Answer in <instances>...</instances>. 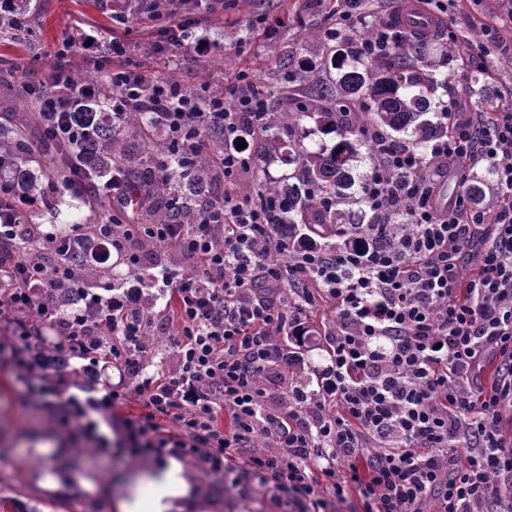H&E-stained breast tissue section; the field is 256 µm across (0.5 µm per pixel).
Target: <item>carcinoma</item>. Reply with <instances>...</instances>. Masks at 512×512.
I'll return each mask as SVG.
<instances>
[{
  "instance_id": "obj_1",
  "label": "carcinoma",
  "mask_w": 512,
  "mask_h": 512,
  "mask_svg": "<svg viewBox=\"0 0 512 512\" xmlns=\"http://www.w3.org/2000/svg\"><path fill=\"white\" fill-rule=\"evenodd\" d=\"M14 24L4 22L0 33L17 42L27 39L33 29L26 25L32 0H10ZM292 82L313 89L311 107L298 112H272L255 151V168L264 172L278 163L285 172L268 179L258 201L274 200L281 205L279 231L302 243L318 237L325 248L342 244L341 231L353 233L354 224H374L376 220L364 209L363 184L367 178L366 161L372 159L371 132L383 131L411 146L422 156L429 155L433 140L443 129L442 107L436 93L448 84V77L419 67L407 43L397 44L386 58L363 60L353 55L335 53L330 68L305 66L292 76ZM73 122L89 131L79 143H50V168L32 167L35 151L32 141L19 126L0 123V179L9 182L0 198V212L11 213L19 224H29L23 205L43 192V181L53 176L67 181L71 169L83 170L82 182L96 183L116 170L122 171L131 186L141 194L157 199L151 222L176 218L182 223L197 219L205 207L220 204L211 195L209 185L215 171L212 157L224 154V118H212L201 134L211 145V152L199 160L182 154L169 142L147 137L139 149L140 165L153 167L166 161L171 172L155 174L149 183L141 182L140 169L130 165L134 150L127 144L124 131L162 125L158 112H128L114 123L106 112V101L97 98L83 102L71 113ZM322 194L330 204H317ZM88 245L70 243L66 261L87 281H96L110 273V268L88 267Z\"/></svg>"
}]
</instances>
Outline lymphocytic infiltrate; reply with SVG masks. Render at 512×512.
<instances>
[{"label":"lymphocytic infiltrate","mask_w":512,"mask_h":512,"mask_svg":"<svg viewBox=\"0 0 512 512\" xmlns=\"http://www.w3.org/2000/svg\"><path fill=\"white\" fill-rule=\"evenodd\" d=\"M124 52L116 41L92 59L112 87L114 119L163 113L171 141L194 152L197 130L223 116V204L191 224H142L116 172L78 192L103 205L99 223L62 234L28 225L27 256L11 246L16 225L0 221V309L11 320L0 352L26 395L53 408L71 439L102 448L112 445L101 429L118 404L143 398V411L124 420L132 453L192 459L273 494L285 512H512V440L500 427L512 404V102L487 112L462 98L444 105L425 179L416 176L420 154L375 135L363 192L374 223L340 248H302L276 232L275 205L236 191L268 112L251 75L194 98L173 79L113 65ZM97 94L58 70L41 96V139H85L69 114ZM478 168L494 177L492 212L464 188L440 198L448 173L465 179ZM381 220L394 226L384 242ZM89 238L125 251L133 269L146 247L176 249L179 265L156 266L155 284L169 296L161 318L145 315L135 294L85 288L64 253ZM468 264L478 272L465 278ZM62 292L65 309L53 300ZM325 304L336 312L323 336L327 364L315 386L288 383L286 346ZM172 321L177 371L144 374L149 336ZM489 357L498 362L490 386L479 374ZM71 359L88 383L73 381ZM112 367L124 380L102 381Z\"/></svg>","instance_id":"lymphocytic-infiltrate-1"}]
</instances>
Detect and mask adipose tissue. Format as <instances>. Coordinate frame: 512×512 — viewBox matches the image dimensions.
Segmentation results:
<instances>
[{
	"label": "adipose tissue",
	"mask_w": 512,
	"mask_h": 512,
	"mask_svg": "<svg viewBox=\"0 0 512 512\" xmlns=\"http://www.w3.org/2000/svg\"><path fill=\"white\" fill-rule=\"evenodd\" d=\"M107 485L108 478L101 472L71 474L60 470L48 473L40 483L41 488L49 492L67 486L87 496L106 489ZM146 487L155 491L154 512H170L173 500L189 493V483L182 464L172 460L164 466L137 473L120 502L119 512H140L139 493Z\"/></svg>",
	"instance_id": "adipose-tissue-1"
}]
</instances>
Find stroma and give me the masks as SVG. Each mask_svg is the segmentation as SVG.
<instances>
[{
    "mask_svg": "<svg viewBox=\"0 0 512 512\" xmlns=\"http://www.w3.org/2000/svg\"><path fill=\"white\" fill-rule=\"evenodd\" d=\"M506 0H458L448 14V24L469 39V46L453 47L446 55L423 53V60L447 75L448 84L438 91L441 101L470 96L465 76L490 69L488 85L496 95L512 94V20L492 34L474 27V20L490 19ZM340 0H137L125 24L112 19L114 0H38L32 19L36 30L33 43L19 46L0 44V116L15 125H29L30 112L24 100L25 79L20 63L41 74H49L57 64L59 42L71 38L75 52L71 65L75 72L90 76L94 70L87 55L107 52L111 39L124 41L127 55L148 76L169 77L182 87L226 88L241 70L256 80L287 86L288 76L275 71L276 57L291 64L318 65L322 36L341 9ZM189 17L193 37L211 42L209 54L201 56L192 46L177 49L171 60L149 51L154 30L165 26L174 15ZM277 27L273 40H261L260 29ZM57 462L78 468H92L112 477V489L91 498H57L36 483L40 468ZM154 459L131 456L125 448H113L111 456L92 454L90 446L76 445L62 434L52 410L23 397L14 383L10 362L0 356V500L8 512H24L36 506L38 512H116V500L132 472L153 467ZM184 466L194 484L209 482L213 512H280L270 494L256 493L245 498H224V477L203 470L194 461Z\"/></svg>",
    "mask_w": 512,
    "mask_h": 512,
    "instance_id": "obj_1",
    "label": "stroma"
}]
</instances>
